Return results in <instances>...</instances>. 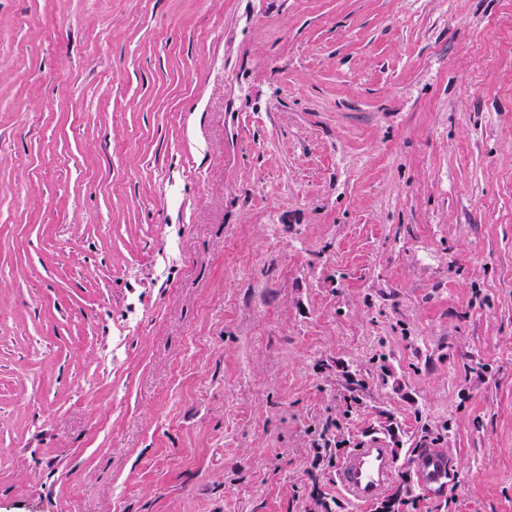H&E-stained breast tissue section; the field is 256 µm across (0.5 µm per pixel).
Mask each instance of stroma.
Returning a JSON list of instances; mask_svg holds the SVG:
<instances>
[{"label": "stroma", "instance_id": "obj_1", "mask_svg": "<svg viewBox=\"0 0 512 512\" xmlns=\"http://www.w3.org/2000/svg\"><path fill=\"white\" fill-rule=\"evenodd\" d=\"M0 512H512V0H0ZM393 475L390 449L383 440L374 438L342 460L336 471V483L357 506L362 507L387 488ZM415 468L422 485L441 486L448 475L446 458L431 450H422L415 459Z\"/></svg>", "mask_w": 512, "mask_h": 512}]
</instances>
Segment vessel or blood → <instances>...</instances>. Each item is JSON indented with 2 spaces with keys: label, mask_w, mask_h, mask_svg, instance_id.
<instances>
[{
  "label": "vessel or blood",
  "mask_w": 512,
  "mask_h": 512,
  "mask_svg": "<svg viewBox=\"0 0 512 512\" xmlns=\"http://www.w3.org/2000/svg\"><path fill=\"white\" fill-rule=\"evenodd\" d=\"M422 485H442L448 475L446 458L430 449L422 450L415 459ZM394 468L390 450L383 440L374 438L354 449L340 463L336 482L358 506L376 499L391 483Z\"/></svg>",
  "instance_id": "b4317fda"
}]
</instances>
